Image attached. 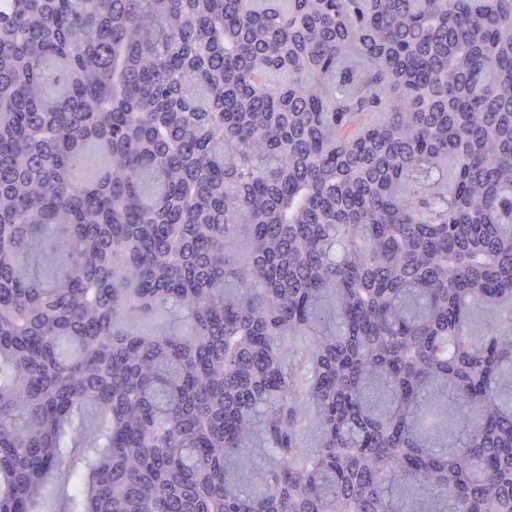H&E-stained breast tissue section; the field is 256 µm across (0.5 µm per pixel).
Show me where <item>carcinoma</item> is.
Returning <instances> with one entry per match:
<instances>
[{"label": "carcinoma", "instance_id": "cac0c4a2", "mask_svg": "<svg viewBox=\"0 0 512 512\" xmlns=\"http://www.w3.org/2000/svg\"><path fill=\"white\" fill-rule=\"evenodd\" d=\"M55 484L512 512V0L0 10V512Z\"/></svg>", "mask_w": 512, "mask_h": 512}]
</instances>
